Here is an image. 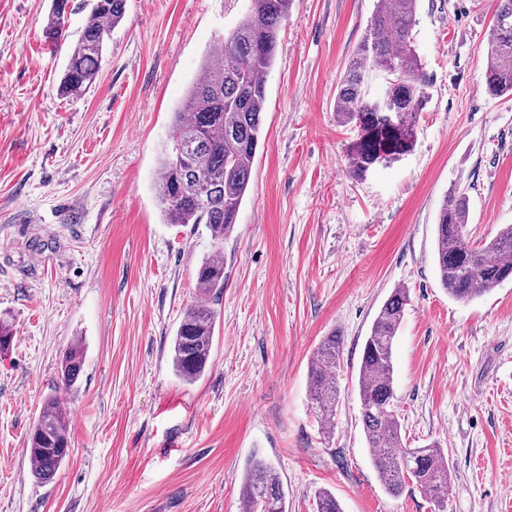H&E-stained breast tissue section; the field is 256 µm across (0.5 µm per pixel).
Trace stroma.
<instances>
[{"mask_svg":"<svg viewBox=\"0 0 512 512\" xmlns=\"http://www.w3.org/2000/svg\"><path fill=\"white\" fill-rule=\"evenodd\" d=\"M377 0H293L268 76L264 134L234 232L168 224L155 172L171 116L247 0H127L87 91L62 95L67 51L44 42L51 0H0V512H240L244 467L278 471L288 512H434L387 495L363 434L357 372L381 306L410 303L393 344L410 448L440 443L447 512H512V279L463 302L434 261L444 197L468 185L474 242L512 224V96L485 91L495 0H419L429 82L408 152L352 177L336 88ZM224 261L210 364L194 384L172 338L203 257ZM339 333V403L325 431L309 362ZM85 364L58 372L74 339ZM71 415L72 453L31 474L44 396ZM84 364V344L76 339L65 352L61 362V381L66 388L72 387L82 372Z\"/></svg>","mask_w":512,"mask_h":512,"instance_id":"35a3bbf8","label":"stroma"}]
</instances>
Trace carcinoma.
Instances as JSON below:
<instances>
[{
	"instance_id": "obj_1",
	"label": "carcinoma",
	"mask_w": 512,
	"mask_h": 512,
	"mask_svg": "<svg viewBox=\"0 0 512 512\" xmlns=\"http://www.w3.org/2000/svg\"><path fill=\"white\" fill-rule=\"evenodd\" d=\"M292 0H249L247 12L218 39L219 50L205 57L181 110L173 113L172 132L157 169L158 199L169 224H203L216 248L234 230L246 198L264 132L267 76ZM90 20L69 41L66 19L72 0H51L43 36L68 45V65L60 89L74 94L97 80L106 39L125 18L126 0H88ZM418 0H378L365 34L337 86L336 117L357 129L347 150L352 175L361 179L377 165L402 154L416 135L417 116L427 100L428 82L413 40ZM387 77L383 97L370 94L373 73ZM486 90L512 95V0H497L487 42ZM396 112L392 122L388 114ZM466 189L447 194L435 224V264L442 287L460 301H471L512 278V225L490 241H471ZM199 298L188 307L173 336L172 363L177 376L196 382L210 363L216 311L224 292V261L213 256L196 271ZM409 293L396 288L381 307L367 336L358 375L361 421L367 448L387 494L400 496L414 484L444 512L451 480L448 455L433 442L408 448L394 407L393 342ZM343 338L324 337L309 369L312 409L326 427L336 417L335 369ZM84 344L76 339L61 362V381L73 386L82 372ZM28 443L32 476L48 483L69 460L67 415L56 395L47 396ZM241 512H287L286 496L275 468L252 457L240 490ZM316 512H343L336 496L322 489Z\"/></svg>"
}]
</instances>
